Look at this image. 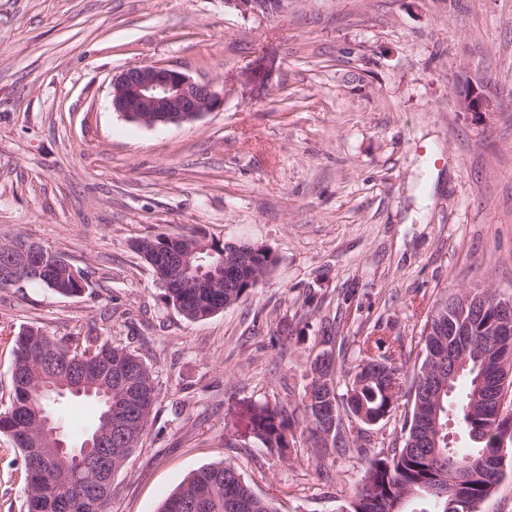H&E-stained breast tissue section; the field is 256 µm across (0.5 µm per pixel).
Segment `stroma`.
<instances>
[{
  "instance_id": "1",
  "label": "stroma",
  "mask_w": 512,
  "mask_h": 512,
  "mask_svg": "<svg viewBox=\"0 0 512 512\" xmlns=\"http://www.w3.org/2000/svg\"><path fill=\"white\" fill-rule=\"evenodd\" d=\"M153 62L211 83L220 109L178 126L126 121L112 77ZM480 89L493 112L461 111ZM195 231L269 248L263 285L201 321L165 305L134 242ZM22 235L88 276L66 297L0 289V410L13 339L96 328L152 369L143 441L110 512H158L194 470L235 467L277 512H345L369 459L403 445L400 396L321 457L296 413L332 350L345 392L365 337L399 342L402 382L442 295L512 296V0H294L279 17L225 0H0V241ZM335 339L324 343V328ZM294 411L296 448L249 416ZM21 459L0 435V512ZM256 437L266 448H276L286 453L294 448V435L288 439L286 431L290 424V415L284 409L270 408L268 405L259 407L252 418Z\"/></svg>"
}]
</instances>
